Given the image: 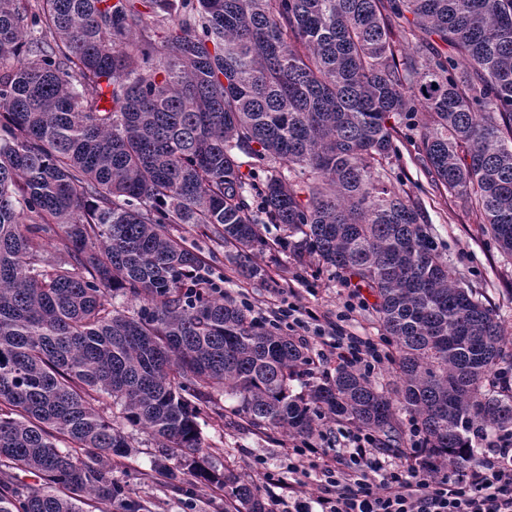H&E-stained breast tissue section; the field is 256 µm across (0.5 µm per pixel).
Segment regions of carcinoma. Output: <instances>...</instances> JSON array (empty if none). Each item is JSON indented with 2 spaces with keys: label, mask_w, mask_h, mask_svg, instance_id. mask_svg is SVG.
Segmentation results:
<instances>
[{
  "label": "carcinoma",
  "mask_w": 512,
  "mask_h": 512,
  "mask_svg": "<svg viewBox=\"0 0 512 512\" xmlns=\"http://www.w3.org/2000/svg\"><path fill=\"white\" fill-rule=\"evenodd\" d=\"M404 140L512 256V0H0V512H148L112 475L126 425L166 487L270 512L208 461L217 389L266 438L333 419L390 448L404 412L450 474L512 433V341L393 184ZM174 224L246 280L267 276L257 225L299 237L374 297L400 389L302 380L308 349L224 299ZM179 234L183 236L189 244L197 248L209 260V253L213 249V243L206 236V230L202 226L192 224H177Z\"/></svg>",
  "instance_id": "obj_1"
}]
</instances>
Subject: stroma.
I'll return each mask as SVG.
<instances>
[{"label":"stroma","instance_id":"1","mask_svg":"<svg viewBox=\"0 0 512 512\" xmlns=\"http://www.w3.org/2000/svg\"><path fill=\"white\" fill-rule=\"evenodd\" d=\"M399 149L396 171L401 188L420 201L443 257L497 311L506 336L512 338V258L501 254L482 234L477 217L464 201L433 191L428 174L414 159L412 146L403 142ZM257 261L271 269V280H241L233 274L230 259L221 255L211 258L204 275L222 283L225 298L250 303L253 317L260 320L269 315L266 303L272 298L316 308L331 317L344 310L347 285L328 272L312 275L296 263L292 248H274L260 254ZM200 428L218 469L246 475L261 487L268 474L287 476L288 441L260 436L230 414H209ZM129 435L132 455L116 465L113 474L136 484L150 512H224L223 492L200 487L188 498L160 484L151 470L152 441L134 429Z\"/></svg>","mask_w":512,"mask_h":512}]
</instances>
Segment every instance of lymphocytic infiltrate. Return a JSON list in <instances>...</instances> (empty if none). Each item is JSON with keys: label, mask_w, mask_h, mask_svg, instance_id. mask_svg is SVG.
Masks as SVG:
<instances>
[{"label": "lymphocytic infiltrate", "mask_w": 512, "mask_h": 512, "mask_svg": "<svg viewBox=\"0 0 512 512\" xmlns=\"http://www.w3.org/2000/svg\"><path fill=\"white\" fill-rule=\"evenodd\" d=\"M326 320L314 309L299 319L292 307L280 305L268 324L313 330L322 362L334 359L368 376L388 362V351L372 339L341 331L327 335ZM483 444L478 464L448 475L427 464L416 431L403 462L394 464L381 459L375 435L363 428L349 431L345 445L332 453L318 439L295 440L288 450V501L282 512H512V435L499 433ZM312 476L321 491L306 500L297 488Z\"/></svg>", "instance_id": "f902f5d3"}]
</instances>
